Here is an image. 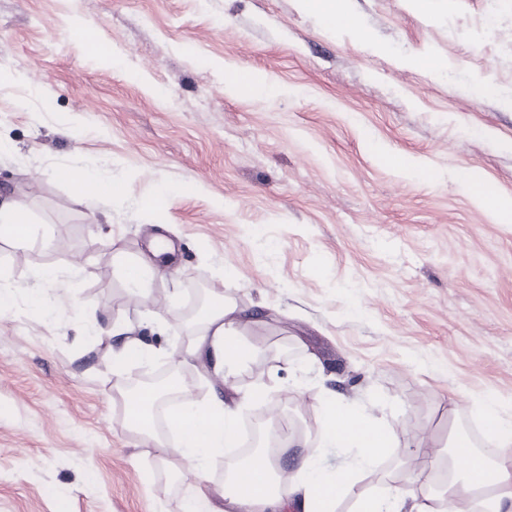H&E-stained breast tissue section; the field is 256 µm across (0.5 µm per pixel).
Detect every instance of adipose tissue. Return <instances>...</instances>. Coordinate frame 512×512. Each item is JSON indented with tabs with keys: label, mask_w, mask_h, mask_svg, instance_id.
<instances>
[{
	"label": "adipose tissue",
	"mask_w": 512,
	"mask_h": 512,
	"mask_svg": "<svg viewBox=\"0 0 512 512\" xmlns=\"http://www.w3.org/2000/svg\"><path fill=\"white\" fill-rule=\"evenodd\" d=\"M240 318L223 293L212 292L201 325L175 354L192 359L220 381L237 376L255 355L237 329ZM126 421L153 448L161 462H189L205 471L210 460L224 449L240 445L235 409L222 399L206 405L185 403L167 414V428L177 440L168 447L157 434L152 409L161 398L155 388L123 391ZM319 440L330 448L352 450L350 461L336 470L321 467L313 452L302 451L289 478L277 474V462L263 449L237 465L221 483L197 482L184 512H340L352 501V512H462L463 506H480L481 512H512V423L502 419L493 400L484 403L483 417L499 453L486 461L462 437L448 441V487L445 496H421L415 472L403 483L373 495L354 492L359 473L372 469L389 449L399 447L397 434L376 414L375 408H356L335 395L322 400Z\"/></svg>",
	"instance_id": "ef3b65f1"
}]
</instances>
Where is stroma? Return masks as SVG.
<instances>
[{"instance_id": "35a3bbf8", "label": "stroma", "mask_w": 512, "mask_h": 512, "mask_svg": "<svg viewBox=\"0 0 512 512\" xmlns=\"http://www.w3.org/2000/svg\"><path fill=\"white\" fill-rule=\"evenodd\" d=\"M345 5L370 43L303 0H0V65L26 77H0V203L34 227L26 248L0 240V512H182L197 476L130 430L112 353L131 336L170 363L215 290L259 354L223 387L175 363L196 402L271 387L268 425L310 449L324 391L380 406L425 439L433 496L449 428L483 430L481 397L512 421V223L456 180L474 170L512 198V0ZM415 55L444 67L402 66ZM228 69L291 93H229ZM75 168L122 178L126 199L85 205ZM157 237L165 274L129 301L115 255ZM114 324L126 336L103 335ZM409 466L391 449L356 489Z\"/></svg>"}]
</instances>
